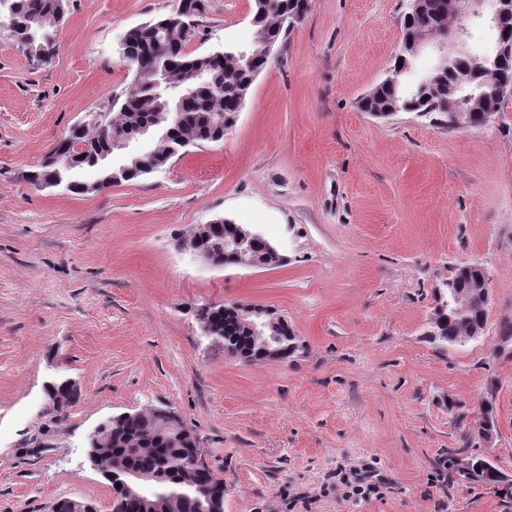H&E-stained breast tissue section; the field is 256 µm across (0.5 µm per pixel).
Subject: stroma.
Returning a JSON list of instances; mask_svg holds the SVG:
<instances>
[{
    "label": "stroma",
    "mask_w": 512,
    "mask_h": 512,
    "mask_svg": "<svg viewBox=\"0 0 512 512\" xmlns=\"http://www.w3.org/2000/svg\"><path fill=\"white\" fill-rule=\"evenodd\" d=\"M176 2L66 0L47 63L0 29V512L61 497L111 512L88 437L152 407L194 430L224 512H512L501 484L465 471L484 457L512 480V94L480 129L362 112L407 0H310L223 141L99 191L29 182L73 124L131 89L121 38ZM252 16V0H206L190 50L251 47ZM219 218L280 264L213 267L180 250ZM464 264L488 277L484 333L431 341L436 290ZM213 302L274 309L296 351L229 355L195 316ZM55 378L80 398L49 451L20 456ZM365 466L380 495L353 494Z\"/></svg>",
    "instance_id": "obj_1"
}]
</instances>
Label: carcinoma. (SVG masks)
I'll return each mask as SVG.
<instances>
[{
	"mask_svg": "<svg viewBox=\"0 0 512 512\" xmlns=\"http://www.w3.org/2000/svg\"><path fill=\"white\" fill-rule=\"evenodd\" d=\"M296 0H253V19L257 36L250 54L240 58V48L224 46V57H210L188 50L197 35L205 14L204 0H179L177 8L191 16L192 23L184 26L168 15L129 30L123 41L121 60L129 64L140 57L151 55L154 74L136 84L122 101L113 100L107 113H116L111 122L115 131L135 138L145 128L160 129L166 137L157 146L144 152L142 161L131 165L132 172L124 178L130 182L164 167L172 158L185 153L189 146L210 143L227 124L235 123L238 98L250 90L256 77L268 65L270 56L265 52L269 42L277 45L285 41L290 27L281 22L295 6ZM447 0H429L426 10L403 18L402 41L419 31H440L450 28L455 20L448 14ZM64 7L61 0H0V18L11 22L15 32L22 36L39 32L54 39L50 21L59 17ZM448 84L458 88L460 94L484 95L490 102L499 103L498 86L493 77L481 69L480 57L463 56L446 74ZM167 84H181L190 90L183 100L181 112L184 120L174 126L166 116L167 107L161 97ZM447 94L415 90L410 93L401 87L385 84L377 89L372 100L359 104L361 111L372 108L398 107L431 117V121L452 125L448 112ZM68 141H59L48 161L29 174L34 183L43 182L51 187H63L71 193L94 189L72 178L84 168H94L105 149L104 134L87 129H73ZM231 235L226 228L208 241L214 255L226 265L236 261L235 251L224 248V239ZM480 274L472 264L462 266L451 277L454 287L465 289ZM198 315L205 317L224 330L230 343L241 349L252 343L247 320L234 314L224 315L219 309L203 306ZM484 315L480 308L469 307L455 311L436 325L433 340L450 345L460 344V336ZM50 397L46 412L49 424L64 422L70 408L79 398V390L59 379L45 386ZM168 417L167 410L151 408L131 416L107 418L98 432L99 449L96 468L115 492L113 512H172V502L180 504L203 496L211 486L220 484L210 470L188 472L182 466L186 447L160 430ZM134 470L150 477L144 486L132 485L127 489L125 470ZM468 473L484 481L505 484V495L512 497V483L485 459L475 458L467 463Z\"/></svg>",
	"mask_w": 512,
	"mask_h": 512,
	"instance_id": "obj_1",
	"label": "carcinoma"
}]
</instances>
